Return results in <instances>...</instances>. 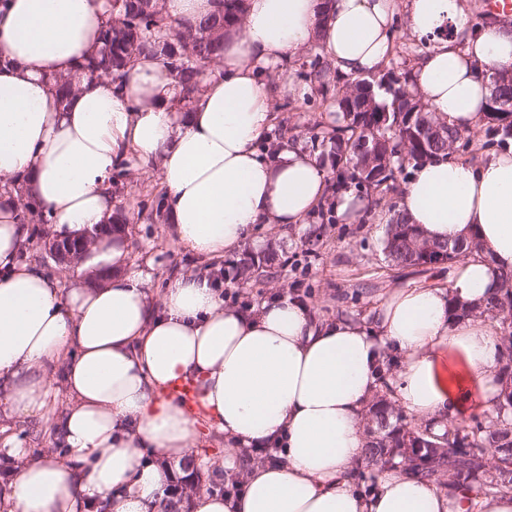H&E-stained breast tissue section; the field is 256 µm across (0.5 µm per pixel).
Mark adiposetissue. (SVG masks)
Wrapping results in <instances>:
<instances>
[{
  "instance_id": "1",
  "label": "adipose tissue",
  "mask_w": 512,
  "mask_h": 512,
  "mask_svg": "<svg viewBox=\"0 0 512 512\" xmlns=\"http://www.w3.org/2000/svg\"><path fill=\"white\" fill-rule=\"evenodd\" d=\"M401 9L414 34L436 38L414 92L445 123L476 131L491 90L482 67L512 69V28L471 25L464 0H246L188 112L159 58L135 57L119 82L84 75L111 0H0V177L50 211L58 239L112 228L82 251L63 292L20 261L24 227L13 202L0 204V415H41L58 383L71 401L56 420L59 451L31 456L13 440L1 451L13 462L5 512H163L204 423L223 434V466L241 470L243 490L190 492L192 512H465L401 471L366 492L350 472L387 358L397 403L433 431L470 401L494 415L498 323L450 318L448 301L482 303L512 271V148L414 168L398 204L405 219L431 240L478 234L487 254L453 264L447 285L390 292L369 326L319 318L287 296L249 311L225 305L205 271L168 282L154 307L111 223L112 173L133 160L159 161L172 232L204 259L235 252L257 225L305 223L326 173L290 140L259 150L273 127L268 76L312 43L340 75L377 71ZM55 76L74 84L67 100ZM178 381L193 385L192 403L172 394ZM271 445L281 463L238 466L240 449Z\"/></svg>"
}]
</instances>
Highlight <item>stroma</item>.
Returning <instances> with one entry per match:
<instances>
[{
	"label": "stroma",
	"mask_w": 512,
	"mask_h": 512,
	"mask_svg": "<svg viewBox=\"0 0 512 512\" xmlns=\"http://www.w3.org/2000/svg\"><path fill=\"white\" fill-rule=\"evenodd\" d=\"M320 55L310 46L281 64L284 80L270 86V108L276 118L287 119L299 144L316 133L317 123L333 121V97L346 77L331 74L329 94L312 92L305 79L310 61ZM164 187L158 164L150 163L124 170L112 185L115 210L125 212L127 225V265L147 280L153 296H160L167 282L181 274L201 272L209 263L178 245L169 235L165 221ZM398 197L388 194L381 204H367L350 218L333 217L326 224L317 216L283 231L262 225L245 253H271L275 264L263 282L239 284L224 279V301L237 307H256L262 302L288 295L310 306L325 318L353 317L370 321L374 308L395 288L414 284L443 286L448 282L447 265L420 268L388 266L382 253L385 224ZM22 248L23 258L35 261L49 275L67 280L75 265L57 263L46 251L51 239L47 224H30ZM67 406L64 396L50 399L42 419L13 423L10 431L21 447L39 454L54 447V421Z\"/></svg>",
	"instance_id": "35a3bbf8"
}]
</instances>
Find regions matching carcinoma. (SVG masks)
I'll return each instance as SVG.
<instances>
[{
	"label": "carcinoma",
	"instance_id": "1",
	"mask_svg": "<svg viewBox=\"0 0 512 512\" xmlns=\"http://www.w3.org/2000/svg\"><path fill=\"white\" fill-rule=\"evenodd\" d=\"M244 0H218L217 10L196 27L175 29L167 21L158 0H112V19L103 34L105 49L81 64L89 76L106 75L121 79L131 59L150 55L163 60L171 76L182 86V103L191 110L197 93L200 65L217 57L220 50L219 32L241 24ZM327 63L311 64L306 79L311 89L324 92ZM394 87L390 101L374 98L373 90L354 80L336 90L334 105L343 123L325 128L310 138L312 151L328 155L336 176L329 181L335 193L350 181L365 194L383 195L398 188V176L406 167L431 157L450 152L452 145L465 140V146L475 141L476 134L465 135L458 129L436 119L441 136L429 139L416 136V126L409 123L412 115L422 111L421 99L410 90L411 72L389 71ZM512 99V83H503L491 90L485 113L484 146L505 145L512 138V112L494 111L497 99ZM20 202L19 223L36 219L51 220L50 213L34 199L23 197L21 187L14 188ZM482 249L480 240L472 235L462 241L431 242L414 224L394 213L386 225L383 251L393 263L401 266L436 265L451 262L465 254ZM246 259L235 265L236 278L244 283L257 280L266 273L265 265ZM501 286L485 305L479 308L454 307L451 315L475 317L491 313L500 325V361L512 364V273L500 275ZM507 369H499L498 383L502 385L495 415L473 426L450 423L443 433L436 434L427 425L405 420L390 398L393 393L387 381L368 405V445L365 465L353 475L375 477L385 471L400 469L424 481L448 487L453 496L469 494L474 497L493 495L512 490V393L505 394ZM422 442L428 448H441L438 458L429 459L427 467L418 470L406 463V449ZM496 458L495 476L488 479L484 460Z\"/></svg>",
	"mask_w": 512,
	"mask_h": 512
}]
</instances>
